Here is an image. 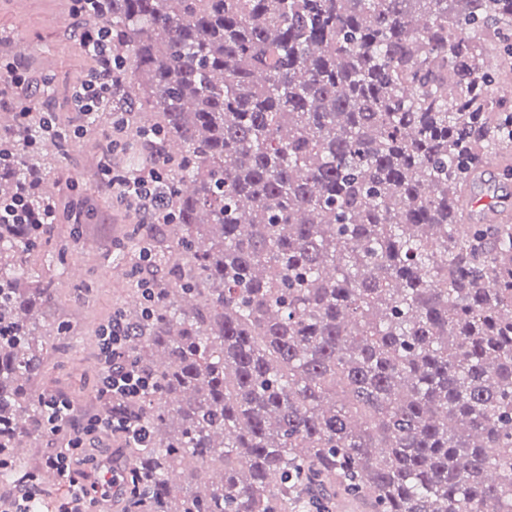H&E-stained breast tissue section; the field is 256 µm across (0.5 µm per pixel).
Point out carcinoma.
Segmentation results:
<instances>
[{
	"label": "carcinoma",
	"instance_id": "carcinoma-1",
	"mask_svg": "<svg viewBox=\"0 0 512 512\" xmlns=\"http://www.w3.org/2000/svg\"><path fill=\"white\" fill-rule=\"evenodd\" d=\"M104 22L114 102L81 122L156 132L130 169L171 211L123 251L156 270L122 312L155 385L128 407L151 442L126 445V512H512V224L463 204L512 152V0H110ZM12 93L3 201L54 163L30 148L52 90ZM45 233L0 224L2 485L67 440L43 418L41 337L74 334L30 262Z\"/></svg>",
	"mask_w": 512,
	"mask_h": 512
}]
</instances>
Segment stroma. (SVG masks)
I'll list each match as a JSON object with an SVG mask.
<instances>
[{
	"mask_svg": "<svg viewBox=\"0 0 512 512\" xmlns=\"http://www.w3.org/2000/svg\"><path fill=\"white\" fill-rule=\"evenodd\" d=\"M65 0H0V35L20 34L28 45V54L36 60L40 75L54 89L51 107L66 110L73 87L82 83L91 66L78 49L75 18L58 20ZM104 138L89 142L79 137L56 143L54 153L60 162L47 177L54 184L55 195L64 205V214L47 233L43 252L79 233L78 244L64 255L63 275L53 286L56 310L69 314L74 325L88 328L83 344L61 351L62 365L50 370L46 383L54 394L73 397L96 391L99 329L107 325L115 312L131 306L129 288L134 280L129 263L119 258L115 243L124 241L138 224L136 212L117 202L101 182L96 161L104 151ZM82 203L84 215L75 219L73 207ZM96 465L87 466L90 482H97L100 469L122 475L125 458L123 443L105 434L95 439L89 449Z\"/></svg>",
	"mask_w": 512,
	"mask_h": 512,
	"instance_id": "35a3bbf8",
	"label": "stroma"
}]
</instances>
